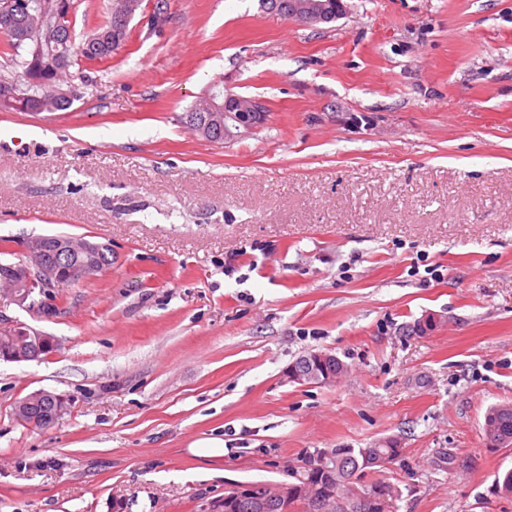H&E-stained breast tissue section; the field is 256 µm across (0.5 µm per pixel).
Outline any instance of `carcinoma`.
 Listing matches in <instances>:
<instances>
[{
  "instance_id": "obj_1",
  "label": "carcinoma",
  "mask_w": 512,
  "mask_h": 512,
  "mask_svg": "<svg viewBox=\"0 0 512 512\" xmlns=\"http://www.w3.org/2000/svg\"><path fill=\"white\" fill-rule=\"evenodd\" d=\"M27 13H15L7 19L10 31L3 32L0 23V35L8 40L13 55L34 46L31 56L21 62L25 68L29 93L41 99L40 111H64L70 108L65 100L55 98L53 89L58 75L65 73L80 57L87 60L107 58L115 52V45L127 38V34H112V22L108 21L98 31L80 44L70 38L54 41L51 49H46L43 42L42 16L44 11H52L56 4L66 0H29ZM64 61L57 71L42 66L49 56ZM60 402L57 399L33 401L30 406L32 416L45 419L57 414ZM484 438L489 444L512 442V403H498L490 406L484 416ZM404 448L401 442L392 437L374 441L371 448H340L335 459L324 468L316 467L317 461L307 455L302 465L290 470L289 477L294 487L288 489V512H316L311 502L308 484L317 483L326 492L336 495V500L329 502L325 512H396L397 501L402 495L398 486L385 478L387 470L402 460ZM369 475L377 479L369 483ZM364 487L372 494V499L359 504L354 488Z\"/></svg>"
}]
</instances>
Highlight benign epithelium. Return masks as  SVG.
<instances>
[{
	"label": "benign epithelium",
	"instance_id": "benign-epithelium-1",
	"mask_svg": "<svg viewBox=\"0 0 512 512\" xmlns=\"http://www.w3.org/2000/svg\"><path fill=\"white\" fill-rule=\"evenodd\" d=\"M269 9L286 19L301 23H328L346 14L344 0H267ZM136 13V6L122 8L112 14V29L116 32L125 31ZM22 99L19 88L14 83H0V104L16 105ZM217 111L210 112L205 122L198 127V133L208 139L210 135L224 136L228 139L235 135L250 133L266 120V111L260 102L234 94H225L222 103L211 101ZM99 249L98 243L83 238L76 242L69 237L40 236L30 238L22 245V258L18 261L0 266V282L4 284L13 300L28 309L45 308L57 288L66 283L87 281L97 278L103 268L96 262L95 254ZM81 253L85 261L76 268L68 267L69 257ZM22 331L27 335L28 342L13 347L12 352L5 357L11 362L32 361L41 355L31 352L34 346L54 340L49 334L3 323L0 318V341L13 339ZM55 392L40 389L32 392L16 402V417L24 420L29 415V405L36 397H50ZM253 485H236L224 489V503L233 499L248 498L255 495ZM288 498V483L281 482L274 486L262 487V497L259 498L258 508L262 512L277 507V503Z\"/></svg>",
	"mask_w": 512,
	"mask_h": 512
}]
</instances>
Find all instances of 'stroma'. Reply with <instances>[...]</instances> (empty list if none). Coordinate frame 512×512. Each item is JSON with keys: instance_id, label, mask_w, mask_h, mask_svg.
<instances>
[{"instance_id": "1", "label": "stroma", "mask_w": 512, "mask_h": 512, "mask_svg": "<svg viewBox=\"0 0 512 512\" xmlns=\"http://www.w3.org/2000/svg\"><path fill=\"white\" fill-rule=\"evenodd\" d=\"M154 4L69 68L70 109L0 107V261L32 235L112 250L47 311L0 292L59 341L0 361V512H209L383 437L405 450L397 512H512V447L482 430L512 401V0H346L326 25L168 0L157 28ZM110 6L70 0L73 38ZM217 89L267 122L204 139L185 114ZM312 350L348 373L287 382ZM40 389L74 399L45 428L13 414ZM307 361H313L315 365H323L326 366L328 362L336 361V369L334 372L329 373L328 371L325 374H311L306 379H312L313 385L317 386H331L336 383V374L340 371V365L348 366L341 358L331 353H313L310 358H306ZM338 359V360H337ZM341 362V363H340ZM256 487L253 485H236L230 488L224 489V503L223 506H218L216 510H212L211 512H225L224 509H220V507H224L227 505L232 499L238 500L239 498H250V496L256 495ZM234 500L233 503L230 504L228 511L230 512H257L254 508V501L252 499H243L240 501Z\"/></svg>"}]
</instances>
